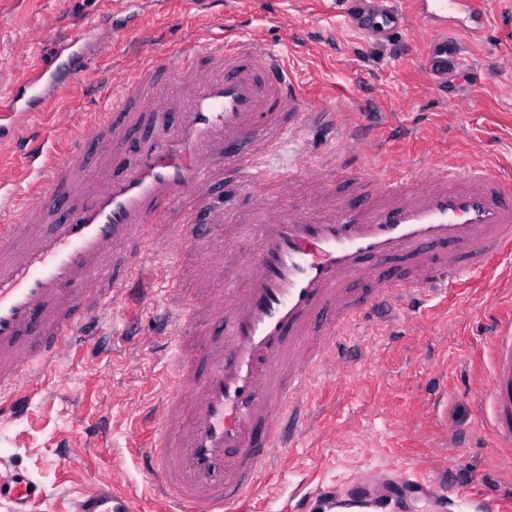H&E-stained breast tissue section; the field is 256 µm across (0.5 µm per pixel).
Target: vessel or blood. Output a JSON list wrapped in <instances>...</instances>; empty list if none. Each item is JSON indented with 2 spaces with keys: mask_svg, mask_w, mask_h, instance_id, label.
Masks as SVG:
<instances>
[{
  "mask_svg": "<svg viewBox=\"0 0 512 512\" xmlns=\"http://www.w3.org/2000/svg\"><path fill=\"white\" fill-rule=\"evenodd\" d=\"M344 17L379 45L409 19L423 23L434 37L422 58L438 77L464 62L449 32L482 36L488 2L414 0L406 14L377 0ZM62 67L55 56L38 62L0 106L37 172L21 192L0 184V412L22 415L33 380L88 325L160 299L175 369L142 415L150 433L134 451L170 512H239L283 449L298 447L311 396L357 347V325L423 311L512 251V171L476 161L369 174L307 160L289 170L287 199L258 192L266 158L328 117L258 39L155 56L131 80L97 71L96 80L118 85L111 111L90 113L55 147L30 118L58 88ZM89 168L93 187L76 193ZM228 172L250 188L255 232L233 260L239 278L200 304L182 287L181 256L192 252L222 272L211 241L235 217L223 203L184 199ZM200 223L208 238L197 236ZM204 320L223 321V336L202 335ZM479 407L511 448L512 318L491 326ZM41 496L24 470L0 481L14 512ZM135 509L107 481L78 503V512Z\"/></svg>",
  "mask_w": 512,
  "mask_h": 512,
  "instance_id": "vessel-or-blood-1",
  "label": "vessel or blood"
}]
</instances>
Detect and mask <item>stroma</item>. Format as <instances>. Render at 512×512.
<instances>
[{"mask_svg": "<svg viewBox=\"0 0 512 512\" xmlns=\"http://www.w3.org/2000/svg\"><path fill=\"white\" fill-rule=\"evenodd\" d=\"M488 46L469 50L466 66L439 80L415 47L427 39L414 25L379 46L348 28L334 0H0V103L28 65L73 38L64 84L46 103L42 127L63 115L112 105V88L91 83L84 65L131 73L129 49L146 23L165 41L155 54L191 40L210 44L223 33L260 38L282 52L311 102L337 108L340 129L366 128L359 152L314 126L307 133L319 159L336 168L396 172L403 161L435 158L512 167V0H489ZM156 303L134 329L100 323L82 354H67L36 381L26 416L0 418V477L29 472L44 496L30 512H75L79 496L102 480L133 494L142 512H163L129 446L141 409L163 389ZM512 312V255L469 288L434 302L427 316H404L391 335L356 327L362 350L336 368L310 401L303 445L259 492L251 512H322L347 501L365 506L388 498L393 482L424 483L394 512H482L512 482V462L477 410L487 381L490 317ZM453 483L441 490V476Z\"/></svg>", "mask_w": 512, "mask_h": 512, "instance_id": "obj_1", "label": "stroma"}]
</instances>
